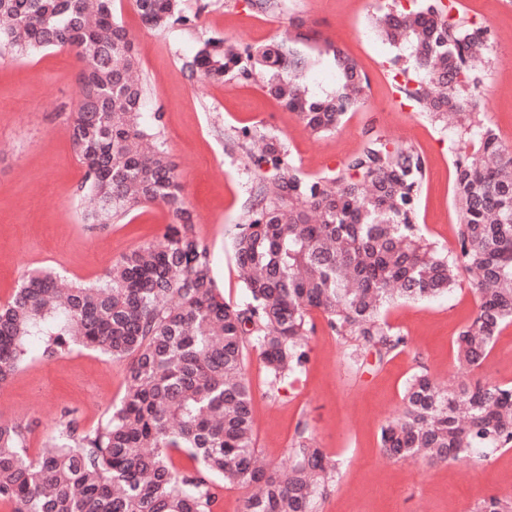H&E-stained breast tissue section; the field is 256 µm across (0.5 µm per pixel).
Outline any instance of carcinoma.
<instances>
[{
	"label": "carcinoma",
	"mask_w": 512,
	"mask_h": 512,
	"mask_svg": "<svg viewBox=\"0 0 512 512\" xmlns=\"http://www.w3.org/2000/svg\"><path fill=\"white\" fill-rule=\"evenodd\" d=\"M381 16L392 46H409L398 91L439 124L453 118L472 150L455 153L457 246L439 251L415 224L425 177L422 155L371 136L336 173L308 178L282 144L262 136L253 156L258 203L232 240L248 301L225 300L208 248L193 231L175 167L156 127L141 121L146 89L133 39L113 0H0V48L24 57L68 48L81 64L80 105L70 127L81 185L95 201L90 224H119L151 205L166 208L162 242L123 254L92 284L58 292L51 270L32 272L0 306V388L43 337L50 355L75 346L126 363L121 404L93 429L73 420L40 452L25 453L26 430L0 420V502L13 512H214L218 482L252 489L243 512H322L337 460L303 423L282 472L257 465L249 351L268 390L300 372L319 311L355 363L405 344L382 312L394 297L421 300L465 279L477 294L472 319L454 340L470 372L512 324V150L464 112L478 91L489 30L451 13L443 0ZM142 23L165 31L188 18L179 0H133ZM286 36L251 52L205 40L185 62L193 74L250 79L295 112L310 133L335 130L363 104L368 79L328 44L341 79L314 97L298 80L306 59ZM379 445L396 460L431 464L487 458L512 447V385L476 381L455 389L414 372L399 413L380 427ZM190 465H175L172 453ZM474 512H512V498L489 497Z\"/></svg>",
	"instance_id": "carcinoma-1"
}]
</instances>
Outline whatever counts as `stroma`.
<instances>
[{
    "label": "stroma",
    "mask_w": 512,
    "mask_h": 512,
    "mask_svg": "<svg viewBox=\"0 0 512 512\" xmlns=\"http://www.w3.org/2000/svg\"><path fill=\"white\" fill-rule=\"evenodd\" d=\"M445 2L490 30L489 62L474 110L512 148V0ZM391 6L408 11L414 2L284 0L282 9L260 13L251 0H181L187 23L156 32L143 25L132 0H115L148 83L142 118L160 125L184 198L196 215L195 233L210 251L226 300H246L231 242L253 206L257 171L251 156L259 151L263 134L279 139L308 177L336 172L363 149L372 132L415 148L425 160L418 231L438 250L455 248L458 214L450 145L458 133L431 121L398 92L392 64L396 51L374 28L377 15ZM286 31L294 35L296 51L309 59L300 75L309 93H330L339 84L326 51L330 42L367 75L364 106L348 113L338 130L311 135L296 113L265 93L262 73L248 80L210 79L184 67L207 39L259 48ZM79 74L78 60L65 48L27 58L0 55V303L36 270L93 283L122 254L157 241L169 222L160 205L107 227L86 222L78 194L84 169L69 134L79 106ZM476 307L477 296L464 281L436 298L395 300L383 316L405 337L404 346L382 359L367 353L359 368L348 361L322 314L312 312L316 330L306 346L307 363L275 392L267 387L262 363L250 356L247 377L255 395L260 462L286 465L304 423L319 447L341 463L323 512H472L484 498L511 494L512 447L486 459L430 464L390 459L379 446L382 422L400 411L404 385L419 368L451 389L467 380L512 384V326L478 368L466 374L456 364L453 340ZM124 394V363L78 347L48 358L42 340L34 339L26 361L0 389V418L27 428L26 451L34 456L63 414L92 428L120 405Z\"/></svg>",
    "instance_id": "obj_1"
}]
</instances>
